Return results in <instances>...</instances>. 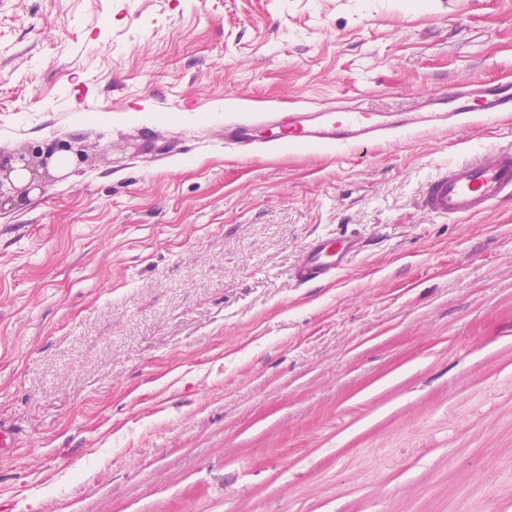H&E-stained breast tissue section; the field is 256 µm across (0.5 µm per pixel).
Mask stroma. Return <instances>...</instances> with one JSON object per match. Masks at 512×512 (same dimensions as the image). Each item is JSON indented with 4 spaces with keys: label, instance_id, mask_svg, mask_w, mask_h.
<instances>
[{
    "label": "stroma",
    "instance_id": "1",
    "mask_svg": "<svg viewBox=\"0 0 512 512\" xmlns=\"http://www.w3.org/2000/svg\"><path fill=\"white\" fill-rule=\"evenodd\" d=\"M512 82V0H0V512H512V112L349 147L225 122ZM87 89V108L76 92ZM84 147L58 170L45 151ZM356 235L336 278L292 271ZM512 198V145L495 146L441 168L425 185L421 206L443 219L476 216ZM358 250L356 236H317L302 251L294 268V277L301 283L335 277Z\"/></svg>",
    "mask_w": 512,
    "mask_h": 512
}]
</instances>
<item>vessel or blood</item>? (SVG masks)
<instances>
[{
	"instance_id": "1",
	"label": "vessel or blood",
	"mask_w": 512,
	"mask_h": 512,
	"mask_svg": "<svg viewBox=\"0 0 512 512\" xmlns=\"http://www.w3.org/2000/svg\"><path fill=\"white\" fill-rule=\"evenodd\" d=\"M473 112L489 119L512 112V83L478 88L466 85L455 98L436 97L418 103L408 118L391 121L362 104L268 112L258 122L243 119L225 125L224 139L247 146L254 143L257 127L264 126L278 130L283 142L349 146L386 139L406 126H452ZM509 197L512 198L511 144L486 149L468 160L441 168L426 183L421 206L436 217L455 219L483 214ZM358 249L359 240L354 236L315 237L302 251L294 277L301 283L335 277Z\"/></svg>"
}]
</instances>
